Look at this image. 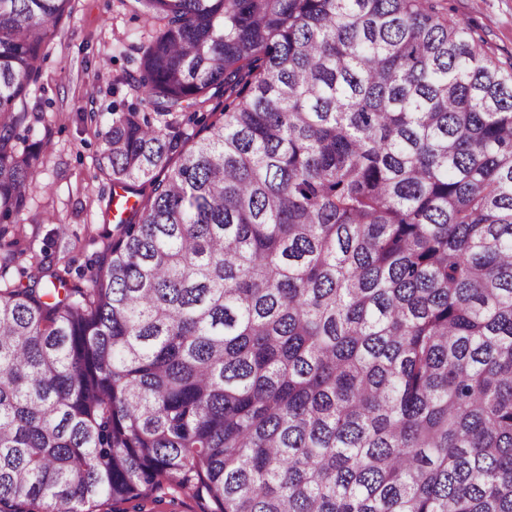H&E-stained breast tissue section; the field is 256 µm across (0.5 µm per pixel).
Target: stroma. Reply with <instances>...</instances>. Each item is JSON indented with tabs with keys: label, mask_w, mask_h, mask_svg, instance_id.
I'll use <instances>...</instances> for the list:
<instances>
[{
	"label": "stroma",
	"mask_w": 512,
	"mask_h": 512,
	"mask_svg": "<svg viewBox=\"0 0 512 512\" xmlns=\"http://www.w3.org/2000/svg\"><path fill=\"white\" fill-rule=\"evenodd\" d=\"M445 4L490 52L512 59V0ZM148 30L120 0H72L71 15L54 26L29 102L39 175L23 223L13 225L9 241L0 240V255L14 251L15 267L45 256L75 280L94 268L114 229L112 182L96 161L114 113L151 109L130 87L140 70L137 46Z\"/></svg>",
	"instance_id": "stroma-1"
}]
</instances>
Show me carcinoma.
<instances>
[{"label":"carcinoma","mask_w":512,"mask_h":512,"mask_svg":"<svg viewBox=\"0 0 512 512\" xmlns=\"http://www.w3.org/2000/svg\"><path fill=\"white\" fill-rule=\"evenodd\" d=\"M71 2L0 0V239ZM120 2L156 118L89 278L0 266V512H512V62L439 0Z\"/></svg>","instance_id":"cac0c4a2"}]
</instances>
